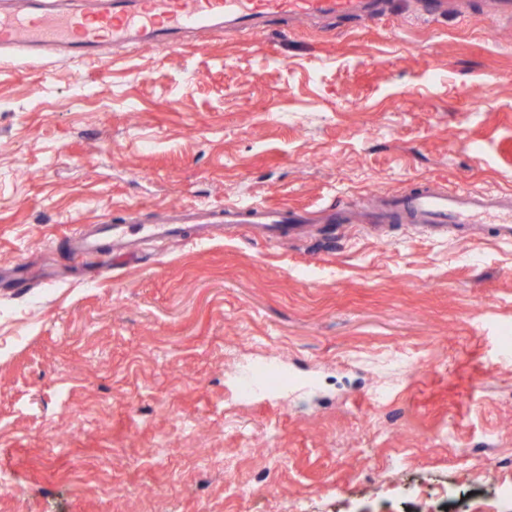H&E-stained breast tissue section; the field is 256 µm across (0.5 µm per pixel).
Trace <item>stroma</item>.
Returning <instances> with one entry per match:
<instances>
[{
  "instance_id": "35a3bbf8",
  "label": "stroma",
  "mask_w": 512,
  "mask_h": 512,
  "mask_svg": "<svg viewBox=\"0 0 512 512\" xmlns=\"http://www.w3.org/2000/svg\"><path fill=\"white\" fill-rule=\"evenodd\" d=\"M283 27L0 66V512H512V458L459 459L512 448V245L320 220L512 191V24L385 0ZM250 200L309 233L72 253L134 208Z\"/></svg>"
}]
</instances>
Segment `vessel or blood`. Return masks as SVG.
<instances>
[{
	"label": "vessel or blood",
	"mask_w": 512,
	"mask_h": 512,
	"mask_svg": "<svg viewBox=\"0 0 512 512\" xmlns=\"http://www.w3.org/2000/svg\"><path fill=\"white\" fill-rule=\"evenodd\" d=\"M378 0H0V60L28 65L58 59L102 63L112 50L127 46L148 49L202 44L209 36L243 31L264 39L267 23L319 25L339 16L375 22ZM468 0H421L425 15L462 13ZM374 211H331L339 224H369L401 218L417 229H468L476 234L493 225L495 237L512 243V193L464 186L443 189L420 181L408 190L376 196ZM196 227L198 241L243 231L266 240H285L301 234L294 210L285 205L239 201L217 207L196 203L165 211L154 223L84 224L72 238L80 255L131 253L148 241H170L181 227Z\"/></svg>",
	"instance_id": "b4317fda"
}]
</instances>
